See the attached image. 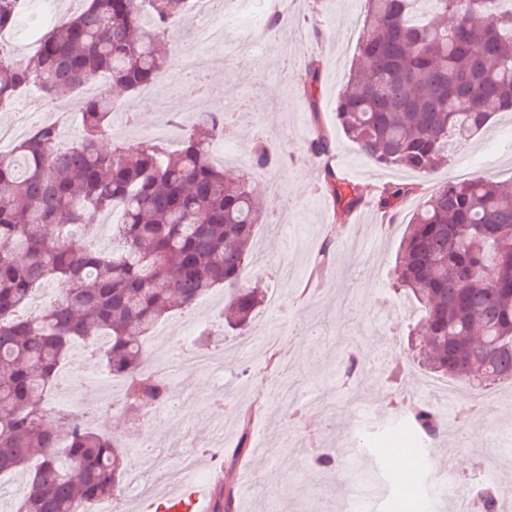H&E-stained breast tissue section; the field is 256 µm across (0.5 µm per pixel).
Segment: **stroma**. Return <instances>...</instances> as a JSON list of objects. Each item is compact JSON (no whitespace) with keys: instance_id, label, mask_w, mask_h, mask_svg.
<instances>
[{"instance_id":"35a3bbf8","label":"stroma","mask_w":512,"mask_h":512,"mask_svg":"<svg viewBox=\"0 0 512 512\" xmlns=\"http://www.w3.org/2000/svg\"><path fill=\"white\" fill-rule=\"evenodd\" d=\"M288 20L276 29L277 41L262 52L241 54L234 41L208 47L212 63L205 77H198L182 53L183 64L166 68L163 82L150 104L127 92L115 93L109 129L116 140L142 141L143 132L160 117L182 111L184 100H193L197 111L211 112L224 106V95L233 92L248 99L250 111L240 113L234 144L250 149L263 139L283 154L272 170L251 168L244 176L263 204L266 225L260 226L253 242L244 282H259L266 290L265 302L255 319L277 338V349L285 358L291 382L299 397L319 392L321 407L307 408L301 422L290 420L286 409L262 392L273 367L267 354L238 352L239 335L224 330L218 313L224 293L217 290L199 300L194 309L178 313L164 322V337H151L149 347L161 348L163 340H177L203 329L221 333L212 342L223 351L221 371L226 379L243 381L244 391L217 380L195 378L190 399L176 411L149 407L143 410L138 432L154 435L156 453L164 455L165 473L178 475L184 455L199 457L201 485L219 494L225 483L240 489L250 484L249 494L239 497V512H346L357 502L361 512H406L415 500H424L427 512H453V489L471 481L489 482L481 466L485 453H499L493 430L506 414V398L512 385L503 383L480 392V405L467 417L447 426L441 449H453L465 466L454 469L450 487L427 481L426 448L406 426V409L424 383L447 386L445 378L429 373L421 365L404 361L395 384V398L382 390V376L393 350L407 346L414 328L407 302L395 296L391 269L404 226L413 212L441 182L447 181L459 157L475 163L481 175L512 178V112H502L471 143L450 147L448 164L436 174L424 176L407 170L383 167L363 156L336 123V103L342 93L367 10L366 0H285ZM318 63L319 75L310 78L309 63ZM330 135L328 158L316 157L310 144L318 131ZM331 164L346 182L359 185L365 201L362 224H345L333 244H326L328 229L335 222L336 203L323 187V166ZM386 183H413L416 193L400 208L394 223H386L376 207L377 190ZM325 255L321 275H314L311 259ZM363 336L369 374L357 389L343 382L339 368L342 347L355 336ZM224 399L226 438L215 461L201 459L210 444L215 418L208 396ZM258 406L252 428L266 438L265 450L249 449L243 458L233 456L240 429L239 413ZM118 413L102 418L99 427L124 434L129 426ZM336 451V469L325 472L308 463L310 437ZM415 448L404 467H397L390 450L398 444ZM129 469L136 484H123L120 512H141L144 488L154 486L158 472L151 458L138 449H127ZM371 471L374 491L359 484L356 470Z\"/></svg>"}]
</instances>
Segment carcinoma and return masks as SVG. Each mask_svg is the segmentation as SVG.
Here are the masks:
<instances>
[{
    "label": "carcinoma",
    "mask_w": 512,
    "mask_h": 512,
    "mask_svg": "<svg viewBox=\"0 0 512 512\" xmlns=\"http://www.w3.org/2000/svg\"><path fill=\"white\" fill-rule=\"evenodd\" d=\"M355 63L336 120L359 150L385 167L430 176L500 112L512 111V0H367ZM19 0H0V31L17 20ZM191 0H82L68 20L40 33L30 56L0 43V112L29 87L51 99L97 75L135 94L163 74L161 37L186 20ZM112 98L82 99L84 133L65 148L46 122L0 152V473H20L25 489L12 512H80L120 491L126 456L119 437L61 414L45 427L46 399L70 350L108 339L94 354L125 382L119 410L139 418L169 398L165 377L144 369L145 341L177 311L222 289L221 317L249 329L262 300L242 284L261 223L246 180L232 181L210 159L224 113L181 123L180 146L108 136ZM252 166L278 163L262 140ZM346 221L363 192L324 169ZM416 187L385 184L393 217ZM118 211L112 250L94 247L93 219ZM397 290L416 304L429 369L475 391L512 383V180H448L406 225L393 265ZM58 293L23 315L45 284ZM364 372L348 350L345 376ZM409 426L433 442L443 434L435 407L411 408Z\"/></svg>",
    "instance_id": "carcinoma-1"
}]
</instances>
